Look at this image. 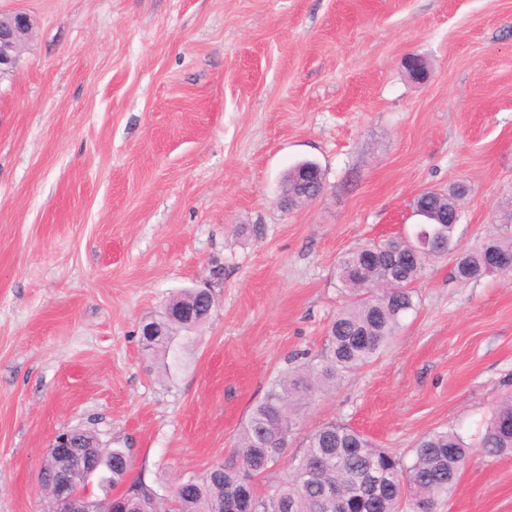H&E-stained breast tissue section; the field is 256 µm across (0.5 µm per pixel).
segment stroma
I'll list each match as a JSON object with an SVG mask.
<instances>
[{
  "mask_svg": "<svg viewBox=\"0 0 512 512\" xmlns=\"http://www.w3.org/2000/svg\"><path fill=\"white\" fill-rule=\"evenodd\" d=\"M17 11L32 33L0 80V512H43L42 462L70 428L129 449L130 479L162 497L230 460L272 383L324 354L349 302L340 258L460 182L415 309L304 406L268 479L330 420L407 462L454 430L469 456L438 512H512V456L478 447L512 393V273H454L512 235V0H0ZM303 160L324 192L284 208ZM197 286L209 320L151 360L142 322Z\"/></svg>",
  "mask_w": 512,
  "mask_h": 512,
  "instance_id": "35a3bbf8",
  "label": "stroma"
}]
</instances>
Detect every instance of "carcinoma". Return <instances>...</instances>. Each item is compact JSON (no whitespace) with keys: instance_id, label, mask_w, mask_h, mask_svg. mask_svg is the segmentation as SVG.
I'll list each match as a JSON object with an SVG mask.
<instances>
[{"instance_id":"cac0c4a2","label":"carcinoma","mask_w":512,"mask_h":512,"mask_svg":"<svg viewBox=\"0 0 512 512\" xmlns=\"http://www.w3.org/2000/svg\"><path fill=\"white\" fill-rule=\"evenodd\" d=\"M467 193V187L456 184L448 192H437L414 199L422 206L427 223L419 225L417 235H430V242L452 240L454 228L441 224L438 217L451 213L454 204ZM398 243L363 246L346 253L339 260L337 278L354 299L337 313L329 325L326 352L318 362L287 372L274 382L264 399L256 404L237 441L235 460L224 469L211 468L201 479H195L191 490L162 506L157 493L138 481L132 510L134 512H227L241 492L240 479L252 478L253 512H315V501L328 493L347 498L352 485L368 473L380 475L379 491L361 502L347 505L346 512H399L401 505H413V512H436L449 498L459 471L467 458V445L455 431L429 433L414 448V460L406 466L393 453L375 446L361 432L350 426L329 421L306 437L303 451L292 458L289 473L272 487L260 489L259 478L282 457L297 426L299 412L312 399L313 393L336 383L344 374L357 371L379 359L396 335L405 315L413 310L411 288L425 268L426 260L406 264L401 269V288L375 289L365 280L385 282L384 263L394 254ZM509 267L512 272V237L488 242L479 252L458 258L455 273L462 280L477 279L486 273L490 259ZM174 306H195L205 311L213 303L211 295L189 288L171 296ZM200 324L174 322L166 335L158 336L144 347L153 357H166L187 333ZM481 446L489 456L512 455V394L503 397L495 407L482 438ZM456 455L448 456V449ZM112 454V484L126 480L130 459L122 448L108 450ZM77 466L74 458L48 453L42 471L51 477L65 476Z\"/></svg>"}]
</instances>
